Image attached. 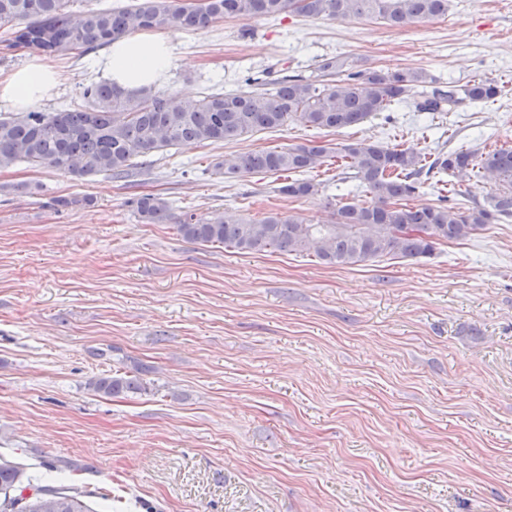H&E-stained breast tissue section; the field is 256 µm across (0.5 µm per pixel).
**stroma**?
<instances>
[{
    "label": "stroma",
    "instance_id": "stroma-1",
    "mask_svg": "<svg viewBox=\"0 0 512 512\" xmlns=\"http://www.w3.org/2000/svg\"><path fill=\"white\" fill-rule=\"evenodd\" d=\"M169 36L168 94L260 93L333 56L505 92L450 112L403 103L339 131L291 122L186 143L122 180L0 169V459L75 484L93 512H512V220L427 258L354 267L193 242L175 225L227 211L324 224L365 199L324 166L301 199L270 173L216 175L248 153L363 139L512 147V0H448L407 28L290 13ZM93 60L52 58L60 84L41 111L101 80ZM457 188L433 175L408 204L480 202L497 186ZM142 194L164 198L172 221L141 223L129 201ZM55 197L81 203L57 211ZM140 364L143 389L89 386Z\"/></svg>",
    "mask_w": 512,
    "mask_h": 512
}]
</instances>
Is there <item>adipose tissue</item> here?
Instances as JSON below:
<instances>
[{
	"label": "adipose tissue",
	"instance_id": "ef3b65f1",
	"mask_svg": "<svg viewBox=\"0 0 512 512\" xmlns=\"http://www.w3.org/2000/svg\"><path fill=\"white\" fill-rule=\"evenodd\" d=\"M170 37L162 32H137L114 40L96 61L104 77L137 90L164 79L174 60ZM60 75L49 63L35 59L0 75V103L25 111L45 101L57 88Z\"/></svg>",
	"mask_w": 512,
	"mask_h": 512
}]
</instances>
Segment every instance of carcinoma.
<instances>
[{"mask_svg": "<svg viewBox=\"0 0 512 512\" xmlns=\"http://www.w3.org/2000/svg\"><path fill=\"white\" fill-rule=\"evenodd\" d=\"M77 0H0V51L24 50L53 57L85 55L113 40L142 30L200 31L226 17H304L382 20L393 27L428 21L448 11V0H132L107 9L75 7ZM347 63L323 61L319 74L306 79L284 76L271 89L217 92L199 99L166 94L151 87L130 91L109 81H93L82 102L57 112L0 113V169L18 161L51 167L83 178L99 173L123 176L134 160L183 142H220L290 122L337 131L357 126L400 102L413 101L418 112H449L463 104L496 99L501 88L485 80L464 86H433L422 71L351 72ZM343 160L341 180L356 182L369 195L363 203L338 206L327 224H308L298 216L270 212L260 220L212 214L190 215L177 225L185 238L218 243L242 253L268 249L311 253L321 262L357 266L384 257L418 259L433 254L441 241H460L494 221L512 219V148L488 152L440 151L431 161L413 149L369 140L310 142L239 156L216 165L217 173H307L326 159ZM455 177L488 175L499 188L471 207L413 209L402 201L432 171ZM318 184L293 179L278 187L301 198ZM144 224H161L169 206L145 194L131 201ZM89 386L106 395L138 388L123 376L94 379ZM0 512H93L76 488L34 483L25 467L0 461Z\"/></svg>", "mask_w": 512, "mask_h": 512, "instance_id": "cac0c4a2", "label": "carcinoma"}]
</instances>
